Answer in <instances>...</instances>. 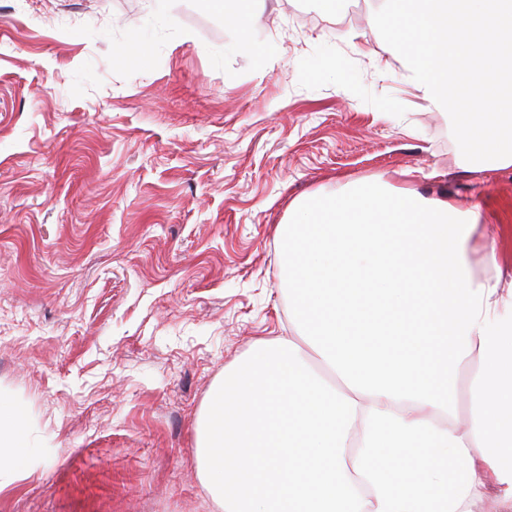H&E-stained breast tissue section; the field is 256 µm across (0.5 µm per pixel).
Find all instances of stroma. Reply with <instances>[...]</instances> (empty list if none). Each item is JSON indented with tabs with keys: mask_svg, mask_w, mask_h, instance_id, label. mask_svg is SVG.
Listing matches in <instances>:
<instances>
[{
	"mask_svg": "<svg viewBox=\"0 0 512 512\" xmlns=\"http://www.w3.org/2000/svg\"><path fill=\"white\" fill-rule=\"evenodd\" d=\"M319 0H264L113 47L143 0H0V401L41 460L0 512H216L196 425L224 370L292 321L277 230L297 197L384 175L512 211V168L464 166L401 56ZM342 65L311 80L309 57ZM200 7L211 14L223 16L225 24L241 31L253 32L262 23V13L255 0H197ZM234 4L233 7L229 3Z\"/></svg>",
	"mask_w": 512,
	"mask_h": 512,
	"instance_id": "1",
	"label": "stroma"
}]
</instances>
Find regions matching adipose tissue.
I'll use <instances>...</instances> for the list:
<instances>
[{
	"label": "adipose tissue",
	"mask_w": 512,
	"mask_h": 512,
	"mask_svg": "<svg viewBox=\"0 0 512 512\" xmlns=\"http://www.w3.org/2000/svg\"><path fill=\"white\" fill-rule=\"evenodd\" d=\"M197 2L262 23L255 0ZM148 3L117 60L148 61L173 23L171 0ZM482 217L381 176L292 202L283 271L312 350L261 344L212 391L196 459L219 512H512V265ZM19 421L0 414L13 468L37 461Z\"/></svg>",
	"instance_id": "ef3b65f1"
}]
</instances>
